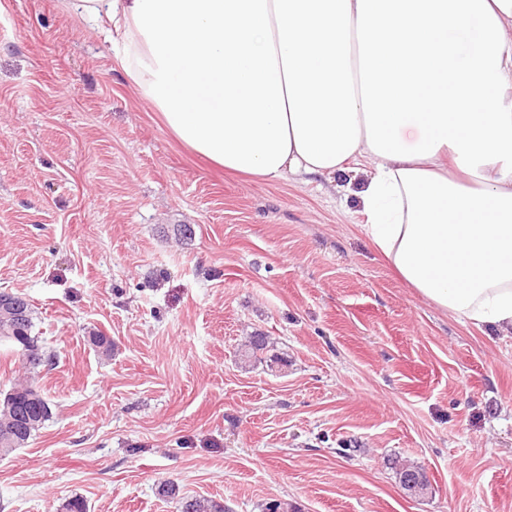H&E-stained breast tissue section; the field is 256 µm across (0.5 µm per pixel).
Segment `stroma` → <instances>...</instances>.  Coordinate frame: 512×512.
<instances>
[{"label": "stroma", "instance_id": "1", "mask_svg": "<svg viewBox=\"0 0 512 512\" xmlns=\"http://www.w3.org/2000/svg\"><path fill=\"white\" fill-rule=\"evenodd\" d=\"M364 181L213 167L67 0H0V291L56 355L33 372L0 344V391L33 372L53 404L0 459V512H512V335L393 272ZM256 334L282 372L240 365ZM411 478H414L415 480V487L409 488L407 491L414 496L420 497L425 495L429 488V481L427 480L424 470L413 465H403L399 469L400 483H405ZM405 486H407V482L405 483Z\"/></svg>", "mask_w": 512, "mask_h": 512}]
</instances>
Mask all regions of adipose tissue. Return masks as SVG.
Listing matches in <instances>:
<instances>
[{
    "instance_id": "1",
    "label": "adipose tissue",
    "mask_w": 512,
    "mask_h": 512,
    "mask_svg": "<svg viewBox=\"0 0 512 512\" xmlns=\"http://www.w3.org/2000/svg\"><path fill=\"white\" fill-rule=\"evenodd\" d=\"M171 132L271 181L368 169L362 227L512 333V0H70Z\"/></svg>"
}]
</instances>
